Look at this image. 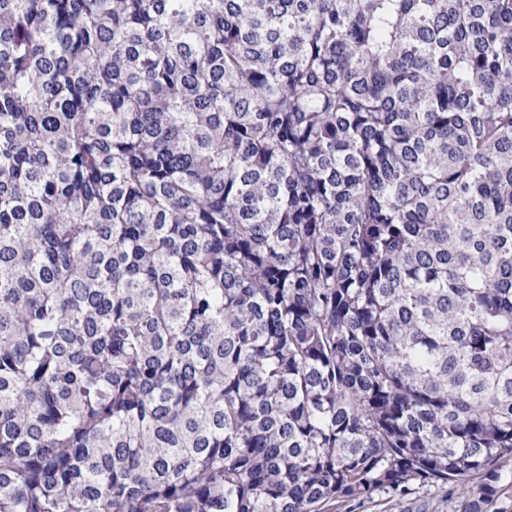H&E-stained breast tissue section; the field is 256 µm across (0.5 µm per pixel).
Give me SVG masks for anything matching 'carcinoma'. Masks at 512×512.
<instances>
[{"label": "carcinoma", "instance_id": "carcinoma-1", "mask_svg": "<svg viewBox=\"0 0 512 512\" xmlns=\"http://www.w3.org/2000/svg\"><path fill=\"white\" fill-rule=\"evenodd\" d=\"M512 512V0H0V512ZM351 512H448V499L431 486H416L409 495H379Z\"/></svg>", "mask_w": 512, "mask_h": 512}]
</instances>
